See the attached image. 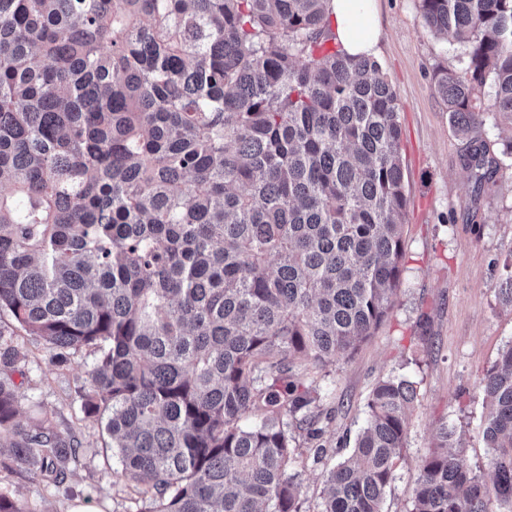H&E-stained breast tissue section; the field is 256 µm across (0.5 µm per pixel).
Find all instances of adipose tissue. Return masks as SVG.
Returning <instances> with one entry per match:
<instances>
[{"label":"adipose tissue","instance_id":"adipose-tissue-1","mask_svg":"<svg viewBox=\"0 0 512 512\" xmlns=\"http://www.w3.org/2000/svg\"><path fill=\"white\" fill-rule=\"evenodd\" d=\"M328 13L341 50L351 56H376L381 38L377 0H330Z\"/></svg>","mask_w":512,"mask_h":512}]
</instances>
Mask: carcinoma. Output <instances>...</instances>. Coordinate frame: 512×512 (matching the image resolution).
Wrapping results in <instances>:
<instances>
[{
  "label": "carcinoma",
  "instance_id": "1",
  "mask_svg": "<svg viewBox=\"0 0 512 512\" xmlns=\"http://www.w3.org/2000/svg\"><path fill=\"white\" fill-rule=\"evenodd\" d=\"M328 0H0V314L63 362L97 352L78 393L105 421L145 512H301L293 430L316 380L392 314L408 195L402 110L380 63L328 49ZM462 50L435 92L481 190L512 126V0H419ZM512 308V261L495 286ZM22 359L0 331V374ZM488 471L439 422L410 512H512V346L481 380ZM417 399L380 380L318 512H383ZM0 439L19 471L64 480L55 414Z\"/></svg>",
  "mask_w": 512,
  "mask_h": 512
}]
</instances>
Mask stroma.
<instances>
[{"label":"stroma","mask_w":512,"mask_h":512,"mask_svg":"<svg viewBox=\"0 0 512 512\" xmlns=\"http://www.w3.org/2000/svg\"><path fill=\"white\" fill-rule=\"evenodd\" d=\"M379 6L377 60L402 106L410 197L404 266L388 321L352 357L328 362L316 380L321 442L340 458L354 446L375 384L389 376L415 382L418 400L384 502L385 512H408L418 465L439 421L455 427L466 464L478 473L487 469L479 382L512 345V309L494 292L503 263L512 260V165L474 190L463 165L464 143L433 87L436 68L462 70L459 49L422 28L418 0H379ZM0 328L13 332L23 353L12 375L21 401L18 423L28 424L41 411L55 413L58 430L77 444L59 485L14 469L7 446H0V487L28 512H140V496L117 474L111 439L80 411L78 392L94 366L93 349L72 352L59 365L10 315H0Z\"/></svg>","instance_id":"35a3bbf8"}]
</instances>
